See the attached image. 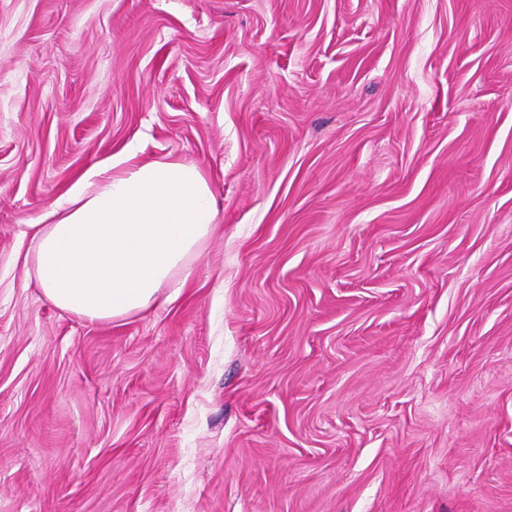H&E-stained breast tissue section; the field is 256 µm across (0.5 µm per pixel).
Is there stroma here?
Masks as SVG:
<instances>
[{"label":"stroma","instance_id":"obj_1","mask_svg":"<svg viewBox=\"0 0 512 512\" xmlns=\"http://www.w3.org/2000/svg\"><path fill=\"white\" fill-rule=\"evenodd\" d=\"M133 141L220 227L85 322L30 227ZM0 512H512V0H0Z\"/></svg>","mask_w":512,"mask_h":512}]
</instances>
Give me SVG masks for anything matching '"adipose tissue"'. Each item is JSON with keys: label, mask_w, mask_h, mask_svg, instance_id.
I'll list each match as a JSON object with an SVG mask.
<instances>
[{"label": "adipose tissue", "mask_w": 512, "mask_h": 512, "mask_svg": "<svg viewBox=\"0 0 512 512\" xmlns=\"http://www.w3.org/2000/svg\"><path fill=\"white\" fill-rule=\"evenodd\" d=\"M216 218L196 165L170 155L142 161L130 145L84 173L53 223L32 225L26 271L62 311L90 323L121 318L186 282Z\"/></svg>", "instance_id": "1"}]
</instances>
